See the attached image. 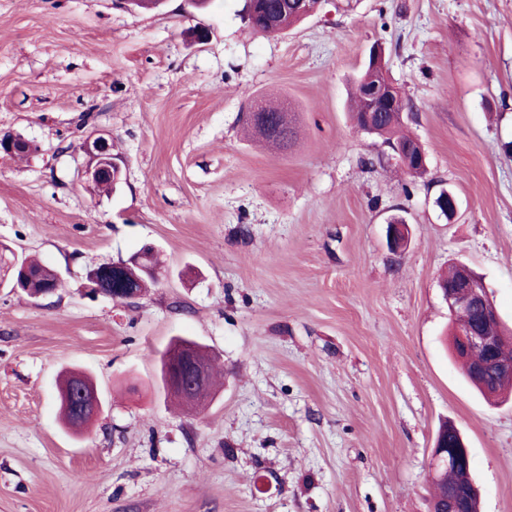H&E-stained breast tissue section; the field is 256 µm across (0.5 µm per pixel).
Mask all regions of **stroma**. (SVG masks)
I'll use <instances>...</instances> for the list:
<instances>
[{
  "label": "stroma",
  "instance_id": "1",
  "mask_svg": "<svg viewBox=\"0 0 512 512\" xmlns=\"http://www.w3.org/2000/svg\"><path fill=\"white\" fill-rule=\"evenodd\" d=\"M242 7L0 0V134L39 146L0 153V512H428L445 421L480 512H512V401L462 377L439 287L467 264L512 327V0H325L273 36ZM377 44L424 175L350 119ZM270 99L298 130L285 151L244 131ZM97 133L122 159L109 195L82 176ZM147 245L165 271L146 294H87ZM28 255L53 295L13 291ZM180 337L221 373L190 414L160 378ZM67 369L103 403L82 432L60 420Z\"/></svg>",
  "mask_w": 512,
  "mask_h": 512
}]
</instances>
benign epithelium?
Segmentation results:
<instances>
[{"mask_svg":"<svg viewBox=\"0 0 512 512\" xmlns=\"http://www.w3.org/2000/svg\"><path fill=\"white\" fill-rule=\"evenodd\" d=\"M360 94L368 104V111L381 112L394 107L405 110V104L396 86L386 80L359 85ZM38 146L21 135L0 136V151L14 155L16 153L32 154ZM89 157V164L83 171L86 181L97 185L110 180L120 181L122 168L112 154V138L99 135L85 139L81 145ZM387 237L391 249H399L408 238L407 225L401 221L388 224ZM112 275L116 276L113 288L121 295V300L138 297L140 292L126 287L125 279H139L149 276L152 271L141 265V253L137 252L126 260L111 263ZM460 278L441 284L442 296L448 305V312L455 314L460 310H472L478 313L483 324L498 325V331L487 333L476 326L459 325L453 332L452 349L459 362L461 372L466 377L479 381L488 373L512 379V361H504L498 354L499 347L512 344V336L500 326L498 311L490 299L488 287L467 266H458ZM162 385L164 392L173 398L182 400L186 406L194 404L193 393L204 391L211 372L208 356L203 349L193 344L180 343L178 356L168 354L162 361ZM84 401L78 413L85 419L84 426H89L102 412V402L96 387L90 385L82 391ZM470 453L463 436L450 442L439 434L431 449L430 465L434 478L451 467L467 466Z\"/></svg>","mask_w":512,"mask_h":512,"instance_id":"obj_1","label":"benign epithelium"}]
</instances>
